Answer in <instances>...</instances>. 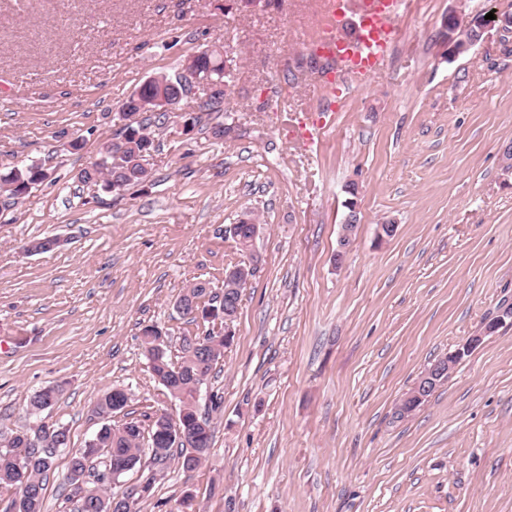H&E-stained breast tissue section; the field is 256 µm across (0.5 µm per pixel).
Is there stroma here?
I'll use <instances>...</instances> for the list:
<instances>
[{
    "mask_svg": "<svg viewBox=\"0 0 512 512\" xmlns=\"http://www.w3.org/2000/svg\"><path fill=\"white\" fill-rule=\"evenodd\" d=\"M317 0H0V173L48 179L0 206V432L34 426L29 395L60 384L47 418L68 429L45 489L71 512V450L103 424L116 388L139 418L176 414L141 330L179 358L203 334L177 300L257 254L235 336L197 405L206 462L170 463L138 512H512V0H413L370 87L330 96L308 46ZM483 19L449 57L444 20ZM223 45L235 70L212 137L156 130L149 182L78 183L149 77ZM319 139L305 127L328 102ZM78 148H70V141ZM358 187L359 224L333 258ZM253 253L226 229L247 212ZM396 235L378 240L385 221ZM55 238L46 253L26 252ZM481 343L408 416L397 406L468 337Z\"/></svg>",
    "mask_w": 512,
    "mask_h": 512,
    "instance_id": "1",
    "label": "stroma"
}]
</instances>
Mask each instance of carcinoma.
<instances>
[{
    "mask_svg": "<svg viewBox=\"0 0 512 512\" xmlns=\"http://www.w3.org/2000/svg\"><path fill=\"white\" fill-rule=\"evenodd\" d=\"M199 75L206 80L224 83V90L219 95L226 94L225 88L230 86L232 79L225 75L226 64L219 52L201 55L196 58ZM178 83V79L166 76L155 77L143 83L137 93L146 98L156 95L162 86L170 87ZM169 120L166 112H154L139 123L123 125L110 145L106 147L101 159L91 166L79 171L78 181H92L107 191H118L123 185L133 186L148 178L149 173L134 160L141 153L157 150L155 136L150 128H162ZM48 177L46 169L39 165L30 164L14 168L7 174H0V192L8 199L20 198L28 185L43 181ZM217 296L209 295V283L197 281L185 289L181 300L194 305L197 309L209 307L219 308ZM160 333V330L147 325L142 329V346L149 368L156 381L162 385L168 394L179 402V411L173 426L181 429L188 436L187 445L192 453L183 456L181 468L192 471L202 464L209 456L213 432L210 421L199 415L196 404V394L199 386L205 384L224 354V337L216 335L213 330H207L206 337L210 342L208 356L199 359L190 347V338L182 341L180 360L173 361L168 353L160 356L153 355L148 347L153 345L150 337ZM59 389L47 386L28 398L27 410L29 415L39 419L42 414L57 403ZM127 401L116 398L109 392L96 404L97 413L108 419L114 414L113 408L123 410ZM38 438L45 448H66L69 442H59L54 434H48L44 427L37 429L16 430L7 435H0V494L6 493L12 497L13 512H44V489L48 474L54 469L56 453L32 457L29 440ZM147 448H142V445ZM172 445L162 444V434L157 427H145L138 420L125 421L119 425L105 423L86 446L72 454L65 485L69 488L68 499L74 503V512H118L123 504L116 497L107 494L105 479L113 474L119 478L137 468L142 462V456L150 454L153 469L138 485L143 487V493L149 494L157 478L163 476L170 460Z\"/></svg>",
    "mask_w": 512,
    "mask_h": 512,
    "instance_id": "carcinoma-1",
    "label": "carcinoma"
}]
</instances>
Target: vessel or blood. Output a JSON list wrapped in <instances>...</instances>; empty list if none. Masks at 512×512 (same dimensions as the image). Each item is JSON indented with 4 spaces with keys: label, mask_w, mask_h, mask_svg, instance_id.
<instances>
[{
    "label": "vessel or blood",
    "mask_w": 512,
    "mask_h": 512,
    "mask_svg": "<svg viewBox=\"0 0 512 512\" xmlns=\"http://www.w3.org/2000/svg\"><path fill=\"white\" fill-rule=\"evenodd\" d=\"M406 0H328L313 44L328 64H340L351 88L366 87L395 42L394 22Z\"/></svg>",
    "instance_id": "vessel-or-blood-1"
}]
</instances>
